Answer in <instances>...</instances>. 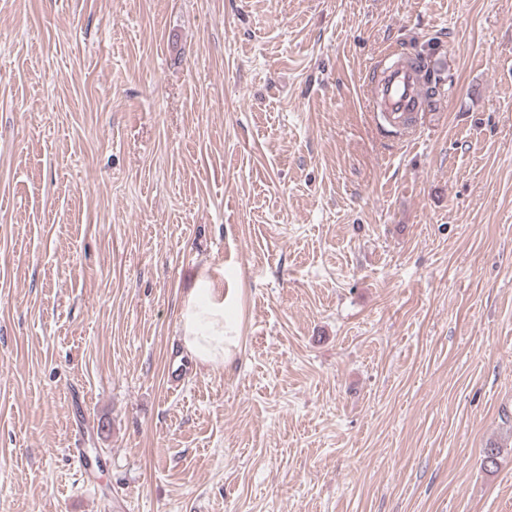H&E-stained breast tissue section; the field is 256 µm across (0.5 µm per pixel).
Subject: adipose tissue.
Returning <instances> with one entry per match:
<instances>
[{
	"label": "adipose tissue",
	"mask_w": 512,
	"mask_h": 512,
	"mask_svg": "<svg viewBox=\"0 0 512 512\" xmlns=\"http://www.w3.org/2000/svg\"><path fill=\"white\" fill-rule=\"evenodd\" d=\"M230 300L224 292V270L203 268L193 288L184 295L179 312L180 338L195 363L223 367L238 346L230 336L224 310Z\"/></svg>",
	"instance_id": "1"
}]
</instances>
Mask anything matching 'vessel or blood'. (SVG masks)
Wrapping results in <instances>:
<instances>
[{
  "label": "vessel or blood",
  "mask_w": 512,
  "mask_h": 512,
  "mask_svg": "<svg viewBox=\"0 0 512 512\" xmlns=\"http://www.w3.org/2000/svg\"><path fill=\"white\" fill-rule=\"evenodd\" d=\"M367 94L395 125L420 112L425 102L421 74L408 60L389 67L374 84L368 85Z\"/></svg>",
  "instance_id": "1"
}]
</instances>
